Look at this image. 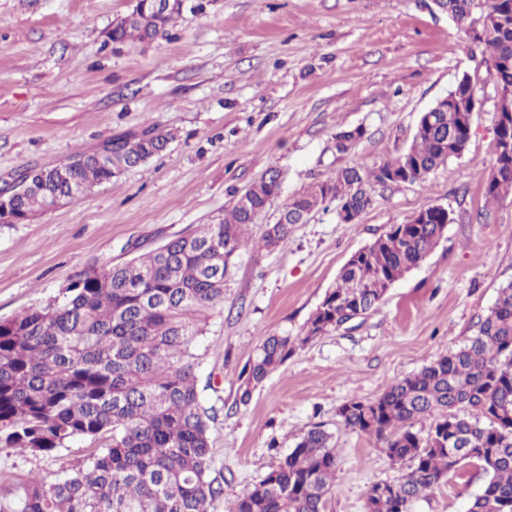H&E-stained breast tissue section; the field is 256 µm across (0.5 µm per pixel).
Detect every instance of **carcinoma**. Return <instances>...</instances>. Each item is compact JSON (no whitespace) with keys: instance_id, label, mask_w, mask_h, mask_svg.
Segmentation results:
<instances>
[{"instance_id":"cac0c4a2","label":"carcinoma","mask_w":512,"mask_h":512,"mask_svg":"<svg viewBox=\"0 0 512 512\" xmlns=\"http://www.w3.org/2000/svg\"><path fill=\"white\" fill-rule=\"evenodd\" d=\"M446 14L482 57L499 102L495 126L511 140L495 152L487 201L512 196V0H446ZM479 17H474L477 8ZM139 19L117 25L107 41L123 45L164 38L182 17L161 16L141 0ZM477 81L468 74L422 113L413 143L398 158L362 173L355 167L317 182L282 210L287 223L266 225L261 248L288 239L290 225L328 200L362 214L377 184L416 183L461 156L470 138ZM354 128L336 136L344 152L362 139ZM172 140L148 127L111 139L105 159L76 152L51 168H26L29 186L14 196L0 224L49 211L51 198H75L145 163ZM280 194L279 176L255 182L223 219L106 268L75 275L59 297L0 318V445L51 454L88 439L87 462L53 483L37 474L24 486L21 512H208L223 494L211 478L209 415L198 391L193 349L212 312L224 303L235 253L248 227ZM448 212L428 207L394 224L353 254L312 314L305 335L266 337L244 368L251 388L311 339L371 310L392 284L434 251ZM344 424L382 441L409 471L366 491V512H411L449 472L477 462L486 481L469 512H512V282L467 344L392 383L377 399L342 405ZM432 422L422 436L416 422ZM336 448L315 424L296 438L277 466L225 512H332Z\"/></svg>"}]
</instances>
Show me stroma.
<instances>
[{
  "instance_id": "obj_1",
  "label": "stroma",
  "mask_w": 512,
  "mask_h": 512,
  "mask_svg": "<svg viewBox=\"0 0 512 512\" xmlns=\"http://www.w3.org/2000/svg\"><path fill=\"white\" fill-rule=\"evenodd\" d=\"M152 44L113 46L106 33L134 0H0V187L20 170L94 152L154 126L173 141L143 166L21 224L0 227V318L58 296L76 273L148 252L230 211L268 171L282 192L233 258L224 306L199 337L195 370L211 417L212 475L224 512L319 424L338 451L334 512H365V493L407 469L380 442L346 427L352 399L466 344L502 284L512 281V197L486 204L498 90L432 0H187ZM478 74L480 109L459 158L424 182L377 185L357 223L339 201L292 225L275 251L258 246L292 196L346 167L369 171L411 145L422 112L463 73ZM363 128L348 151L336 135ZM451 211L439 245L370 313L300 347L240 395L265 337L304 335L340 268L391 225L420 210ZM89 441L48 455L0 446V512H18L23 482H52L84 462ZM485 479L448 473L412 512H468Z\"/></svg>"
}]
</instances>
